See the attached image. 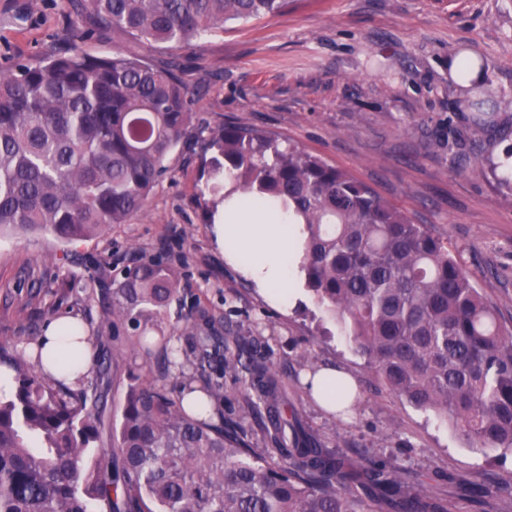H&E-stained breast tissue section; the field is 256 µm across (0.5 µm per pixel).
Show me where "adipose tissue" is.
Returning <instances> with one entry per match:
<instances>
[{
	"instance_id": "1",
	"label": "adipose tissue",
	"mask_w": 512,
	"mask_h": 512,
	"mask_svg": "<svg viewBox=\"0 0 512 512\" xmlns=\"http://www.w3.org/2000/svg\"><path fill=\"white\" fill-rule=\"evenodd\" d=\"M224 260L235 267L255 288L279 306H289L297 296L303 255L302 227L276 220L262 207L232 196L222 208L215 227ZM74 321L62 315L50 322L43 337L45 358L62 360L74 348L78 362L89 367L93 347L89 334L72 339L67 331Z\"/></svg>"
}]
</instances>
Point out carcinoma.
<instances>
[{
    "instance_id": "1",
    "label": "carcinoma",
    "mask_w": 512,
    "mask_h": 512,
    "mask_svg": "<svg viewBox=\"0 0 512 512\" xmlns=\"http://www.w3.org/2000/svg\"><path fill=\"white\" fill-rule=\"evenodd\" d=\"M287 0H61L78 41L101 29L191 51L229 21L280 12ZM461 71L484 104L487 90ZM181 79L142 58L92 56L78 48L0 68V235L38 231L67 245L125 224L168 170L167 157L194 115ZM206 191L224 202V181L245 198L303 225L305 285L336 315L387 389L445 418L471 448L512 453V332L441 240L370 186L268 133L224 125ZM178 273L159 262L101 290L112 328V363L62 391L42 352L5 362L14 390L0 396V512H449L401 472L365 466L320 448L288 410L280 378L262 359L242 362L224 334V373L246 370L247 410H265L270 448L260 456L220 405L228 398L205 362L214 333L183 318L181 349L162 322ZM180 367L146 382L152 361ZM120 413L107 397L118 372ZM258 391L253 401L249 390ZM111 457L101 454L103 436ZM361 485L364 499L352 494ZM512 498V481L479 487Z\"/></svg>"
}]
</instances>
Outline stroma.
I'll return each mask as SVG.
<instances>
[{"instance_id":"obj_1","label":"stroma","mask_w":512,"mask_h":512,"mask_svg":"<svg viewBox=\"0 0 512 512\" xmlns=\"http://www.w3.org/2000/svg\"><path fill=\"white\" fill-rule=\"evenodd\" d=\"M73 36L59 0H0V65L66 51ZM84 51H121L159 69L178 65L197 98L192 135L224 124L272 134L281 148L321 157L423 224L468 270L499 322L512 330V187L498 165L512 149V0H288L274 15L226 25L190 52L152 47L101 30ZM476 56L492 92V123L449 67ZM481 171L466 173L473 159ZM166 178L128 223L61 245L34 233L0 241V348L33 347L57 315L80 320L97 354L112 348L99 294L121 270L159 261L179 274L178 311L205 310L244 354L266 358L288 401L321 447L399 468L432 489L450 512H512L474 493L512 477V454L467 447L447 423L384 388L343 329L308 290L272 305L219 250L201 191V159L187 144L169 155ZM335 366L355 379L352 411L322 409L311 371Z\"/></svg>"}]
</instances>
